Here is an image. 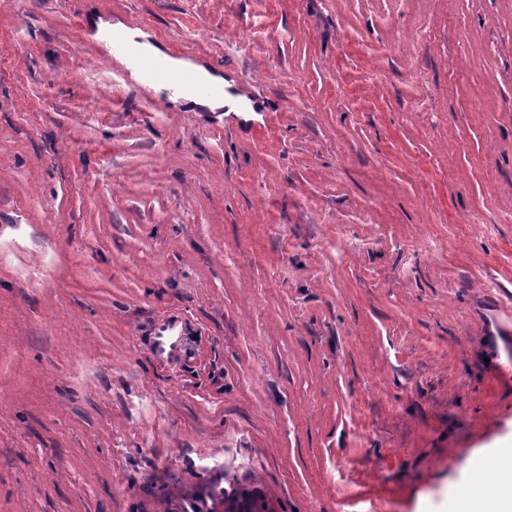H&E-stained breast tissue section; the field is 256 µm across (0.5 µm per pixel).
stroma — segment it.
I'll list each match as a JSON object with an SVG mask.
<instances>
[{"instance_id":"1","label":"stroma","mask_w":512,"mask_h":512,"mask_svg":"<svg viewBox=\"0 0 512 512\" xmlns=\"http://www.w3.org/2000/svg\"><path fill=\"white\" fill-rule=\"evenodd\" d=\"M510 444L512 0H0V512H448ZM112 29L125 32L131 54L148 61L161 59L165 61L169 68L178 71H190L198 80L204 81H197L190 73L171 72L162 62L158 61L142 66V76L145 82L163 83L172 88L189 86L196 95L203 98L196 96L188 88L179 91L180 96L185 101L205 107L212 112L224 108H227L226 112H255L250 100L244 95L233 96L224 91V95L221 97L209 98L223 94V87L214 84L222 85L224 88L230 86V83L223 76L189 60L172 57L147 41H137V38L145 39L147 35L138 30H130L120 22L113 24Z\"/></svg>"}]
</instances>
